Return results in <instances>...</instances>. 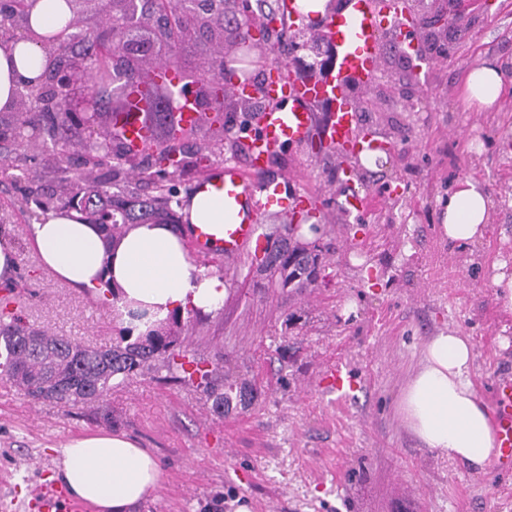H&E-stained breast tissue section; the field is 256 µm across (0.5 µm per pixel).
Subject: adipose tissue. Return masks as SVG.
Returning <instances> with one entry per match:
<instances>
[{
  "label": "adipose tissue",
  "instance_id": "ef3b65f1",
  "mask_svg": "<svg viewBox=\"0 0 512 512\" xmlns=\"http://www.w3.org/2000/svg\"><path fill=\"white\" fill-rule=\"evenodd\" d=\"M29 11L28 34L0 45V112L14 111L22 88L37 85L48 63L43 35L61 33L72 19L66 0H31ZM502 90L495 62L469 68L463 92L467 105L492 108ZM494 213L495 203L480 182L463 179L448 196L441 232L462 247L480 242ZM30 232L42 266L58 280L100 298L112 290L122 301L147 308L137 332H146L174 309L190 304L207 310L224 298L223 279L197 267L188 253L186 226L131 224L109 246L99 226L50 212ZM473 364L470 337L454 327L438 330L426 340L398 409L424 447L481 473L496 456L498 439L473 386ZM56 454L57 478L68 496L97 512H132L160 484L158 459L123 433L93 431L66 440Z\"/></svg>",
  "mask_w": 512,
  "mask_h": 512
}]
</instances>
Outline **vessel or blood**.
Instances as JSON below:
<instances>
[{
	"label": "vessel or blood",
	"instance_id": "obj_1",
	"mask_svg": "<svg viewBox=\"0 0 512 512\" xmlns=\"http://www.w3.org/2000/svg\"><path fill=\"white\" fill-rule=\"evenodd\" d=\"M413 17L407 0H350L344 14L329 15L324 23L330 43L337 45L335 69L310 80L291 72L287 63L275 61L262 85L238 79L237 94L249 96L259 92L268 100L264 112L250 119L242 134L247 155V169L224 162L221 177L201 179L196 189L224 200V222L197 228L194 238L208 245L209 257L228 263L240 261L250 251L261 250L267 241L259 232L261 215L277 207L290 213L312 212L322 206L320 196L307 192H289L288 178L269 179L265 173L274 157L286 147L303 148L319 141L323 148L335 152L343 164L337 173L339 206L346 214L364 209L366 195L350 162L362 156L396 149L393 141L381 138L361 123V103L351 96L348 85H371L378 74L380 40L384 29H411ZM328 104L332 110L325 123H318L315 105ZM126 136L122 150L136 151L150 140L135 115L125 118ZM323 381L326 388L344 400L357 390L358 383L342 366L329 368ZM492 414L497 429L499 474L512 475V381L498 380L491 391ZM34 512H86L82 504L63 502L57 489L44 486L32 493Z\"/></svg>",
	"mask_w": 512,
	"mask_h": 512
}]
</instances>
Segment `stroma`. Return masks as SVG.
Wrapping results in <instances>:
<instances>
[{"mask_svg":"<svg viewBox=\"0 0 512 512\" xmlns=\"http://www.w3.org/2000/svg\"><path fill=\"white\" fill-rule=\"evenodd\" d=\"M446 5L461 31L413 91H363L375 106L363 122L397 149L364 160L374 179L362 213L338 205L332 152L285 149L274 161L271 175L289 173L295 190L324 202L317 286L284 289L248 256L224 267L220 305L182 331L196 357L223 358L245 397L218 413L195 385L161 371L112 388L93 408L34 402L0 381V512H30L33 490L57 472L53 447L96 429L126 433L159 459L160 487L138 512H235L243 503L251 512H512V476L475 474L424 448L398 410L424 341L444 327L471 337L483 401L498 378H512V316L491 284L497 262L512 264V0H482L466 13L456 0ZM479 58L497 60L506 90L493 111L464 112L458 94ZM466 177L482 182L497 210L483 241L462 250L440 226L443 200ZM391 185L400 198L389 197ZM33 222L0 174V237L17 253L9 286L25 321L110 345L119 330L110 306L41 268ZM291 312L298 320L288 327ZM336 364L361 384L350 400L320 385Z\"/></svg>","mask_w":512,"mask_h":512,"instance_id":"stroma-1","label":"stroma"}]
</instances>
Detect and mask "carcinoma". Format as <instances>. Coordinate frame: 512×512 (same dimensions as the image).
<instances>
[{"label": "carcinoma", "mask_w": 512, "mask_h": 512, "mask_svg": "<svg viewBox=\"0 0 512 512\" xmlns=\"http://www.w3.org/2000/svg\"><path fill=\"white\" fill-rule=\"evenodd\" d=\"M26 2L6 0L0 4V38L12 40L17 31L27 30ZM194 2L111 0L108 21L85 27L79 34L65 29L53 37L52 58L40 77L37 94L22 91L14 115L0 116L1 144H33L41 150L39 163L32 166L15 159L8 167V177L21 185L24 198L38 210L73 211L78 219L100 226L108 245L129 224H164L174 217L170 183L188 169L221 156L224 124L219 122L220 116L226 111L248 116L265 107L261 97L221 96L216 87L212 94L216 101H206L215 104V116L200 115L185 128L173 105V92L154 80L146 55L126 52L113 64L99 56L101 37L110 28L114 41L126 46L148 42L163 54L159 62L174 64L181 44L204 31L217 57L213 65L195 73L177 67L185 90L192 84L211 86L219 78L232 82L236 72L224 68L226 57L245 51L255 66L265 68L271 57L291 54L296 39L303 37V31H293L287 39L278 37L274 46L264 48L261 40L249 38L251 27L240 19L238 0H204L206 7L200 11ZM411 2L423 29L425 57L448 43V33L455 25L448 23V10L439 0ZM75 56L97 64L95 78L101 83L103 106L91 121L57 111L55 85L66 80L65 63ZM130 86L145 102L140 108L141 121L154 135L140 153L131 156L121 152L112 136L113 120L140 101L130 98ZM81 126L86 134L79 139L81 154L75 171L68 146L72 131ZM191 140L202 142L200 152L184 150L183 145ZM128 156L140 158L142 168L128 165L124 161ZM262 263L280 273L282 285L297 290L316 285L321 274L319 252L305 253L298 242L266 246ZM10 305V295L0 297V320L9 319L0 323V380L13 383L34 401L100 405L112 388L158 366L167 368L176 380L197 383L217 410L230 400V393L224 391L223 358L211 362L198 359L189 353L181 336L174 334L175 326L193 325L200 315L197 309L174 310L158 326L138 336L133 335L134 327H123L111 346L94 348L24 325Z\"/></svg>", "instance_id": "1"}]
</instances>
